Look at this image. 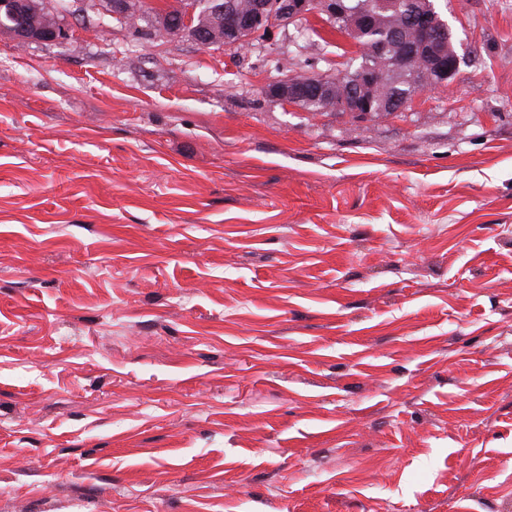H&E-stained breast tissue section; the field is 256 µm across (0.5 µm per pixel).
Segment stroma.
I'll return each instance as SVG.
<instances>
[{"label": "stroma", "mask_w": 512, "mask_h": 512, "mask_svg": "<svg viewBox=\"0 0 512 512\" xmlns=\"http://www.w3.org/2000/svg\"><path fill=\"white\" fill-rule=\"evenodd\" d=\"M0 35V512H512V0L402 114L234 53Z\"/></svg>", "instance_id": "obj_1"}]
</instances>
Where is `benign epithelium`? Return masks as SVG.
Returning a JSON list of instances; mask_svg holds the SVG:
<instances>
[{"label":"benign epithelium","mask_w":512,"mask_h":512,"mask_svg":"<svg viewBox=\"0 0 512 512\" xmlns=\"http://www.w3.org/2000/svg\"><path fill=\"white\" fill-rule=\"evenodd\" d=\"M218 3L216 11L224 17V36L219 39L208 28L192 26V14L181 21H173L165 14H159L158 31L162 40L186 38L197 46L209 49L224 43V49L241 51L250 48V42L257 34L255 27L260 23L276 29L298 27L317 17L325 28L339 34L344 42L356 48V54L370 53L377 59L374 68L348 69L336 75L318 71L287 74L265 87V94L290 105L312 94L319 101L321 112H344L362 121L375 115L395 113L407 106L406 100L396 97L372 106V96L385 82V78L397 72L413 69L420 75L419 92H427L445 85L460 71L463 57L458 49L448 43L447 16L435 12L421 15L414 20L416 38L392 46L364 47L356 36L359 28L370 22L372 13L368 10L349 12L343 0H250L244 10L230 0ZM0 7L14 15L39 13L40 6L33 0H0ZM56 18L51 24L32 28L23 23L16 26L0 24V33L8 34L19 46L30 43L52 42L70 36L72 28L66 24L62 12L55 9Z\"/></svg>","instance_id":"obj_1"}]
</instances>
